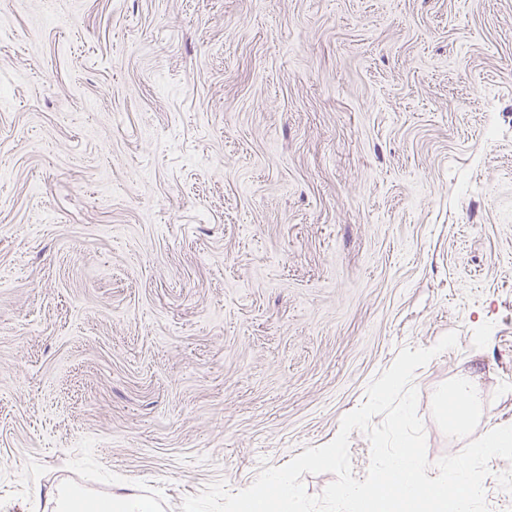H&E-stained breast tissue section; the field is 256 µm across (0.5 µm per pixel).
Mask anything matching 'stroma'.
Returning a JSON list of instances; mask_svg holds the SVG:
<instances>
[{"mask_svg":"<svg viewBox=\"0 0 512 512\" xmlns=\"http://www.w3.org/2000/svg\"><path fill=\"white\" fill-rule=\"evenodd\" d=\"M451 331L433 463L512 425V0H0V512L244 490ZM450 395V401L459 413L474 409L479 402L478 387L469 377L460 379ZM155 503L134 492L112 494L105 498L77 491L59 492L54 499V512H154Z\"/></svg>","mask_w":512,"mask_h":512,"instance_id":"35a3bbf8","label":"stroma"}]
</instances>
